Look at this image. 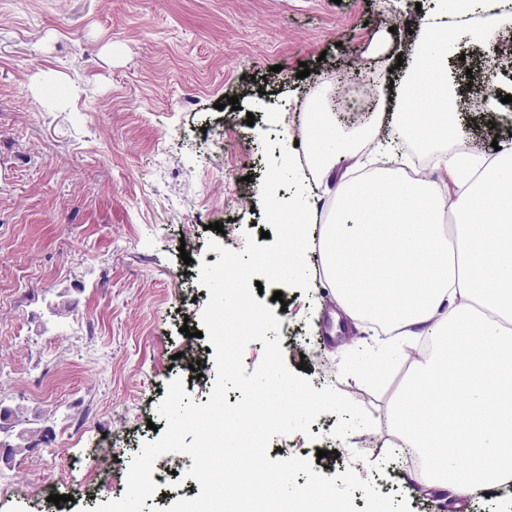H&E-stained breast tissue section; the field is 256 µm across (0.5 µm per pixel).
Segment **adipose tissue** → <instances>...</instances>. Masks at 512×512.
I'll list each match as a JSON object with an SVG mask.
<instances>
[{
  "label": "adipose tissue",
  "mask_w": 512,
  "mask_h": 512,
  "mask_svg": "<svg viewBox=\"0 0 512 512\" xmlns=\"http://www.w3.org/2000/svg\"><path fill=\"white\" fill-rule=\"evenodd\" d=\"M510 22L512 0H435L361 139L337 133L326 113L304 118L322 180L358 142L388 158L415 142L449 187L379 168L339 183L327 209L275 202L289 228L263 256L271 277L293 278L305 225H320L323 285L343 318L381 328L409 365L392 404L395 447L422 457L419 482L460 498L512 481V143L489 160L449 151L462 126L440 49L464 31L492 43ZM421 86L435 111H411Z\"/></svg>",
  "instance_id": "1"
}]
</instances>
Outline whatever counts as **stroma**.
<instances>
[{"instance_id":"obj_1","label":"stroma","mask_w":512,"mask_h":512,"mask_svg":"<svg viewBox=\"0 0 512 512\" xmlns=\"http://www.w3.org/2000/svg\"><path fill=\"white\" fill-rule=\"evenodd\" d=\"M431 0H0V405L46 447L15 454L0 480L13 485L0 512H91L121 498L131 462L167 428L156 407L172 381L204 404L217 377L202 336L210 298L201 264L210 238L239 251L266 229L260 187L266 155L281 158L282 115L301 133L305 99L335 112L336 128L364 129L365 112L335 111L341 77L381 86L408 25ZM482 55L462 40L448 70L460 74L467 152L492 155L470 71ZM310 73L298 78L300 63ZM239 99L238 110L225 105ZM223 137V153L212 142ZM273 143L265 153V143ZM223 224L224 234L209 225ZM271 285L258 299L278 312L290 369L306 364L315 389L333 386L364 407L374 428L271 439L267 455L310 460L326 477L358 467L411 512H512V488L454 508L447 494L407 489L420 461L390 446L391 402L408 372L378 351L366 326L335 330L325 288ZM111 454L109 483L83 493ZM189 455L157 458L170 507L201 491ZM68 495L48 502L46 491Z\"/></svg>"}]
</instances>
